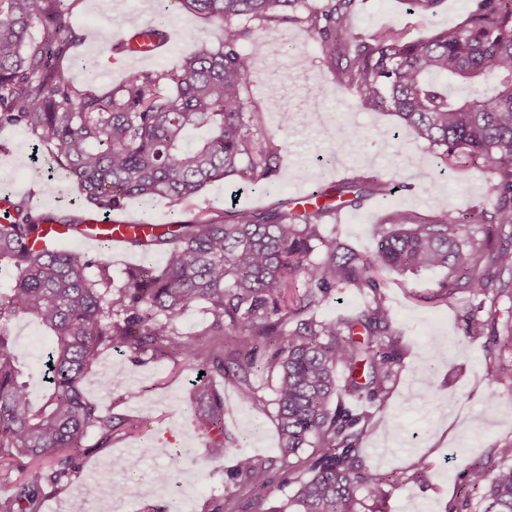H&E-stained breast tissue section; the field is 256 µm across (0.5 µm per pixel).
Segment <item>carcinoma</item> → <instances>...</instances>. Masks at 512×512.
<instances>
[{
  "label": "carcinoma",
  "instance_id": "carcinoma-1",
  "mask_svg": "<svg viewBox=\"0 0 512 512\" xmlns=\"http://www.w3.org/2000/svg\"><path fill=\"white\" fill-rule=\"evenodd\" d=\"M178 0L188 13L222 24L214 47L202 45L171 68L130 73L110 94L76 88L60 65L81 40L64 0H0V126L23 129L56 158L80 194L100 213L130 198L179 205L211 183L231 178L262 188L278 174L279 146L251 124L248 87L264 64L243 53L253 25L275 18L301 22L321 40L323 62L354 88L364 110L383 109L460 167L482 162L496 195L493 211H445L433 221L391 216L379 225L374 258L324 245V225L336 210L381 193L376 177L356 176L317 188L314 201L287 199L261 210L135 230L128 246L163 252L158 269H127L120 281L106 255L37 247L41 225L77 231L78 218L40 216L29 200L13 201L0 223V463L25 458L41 474L16 483L0 512H38V480L69 475L87 436L112 438V414L88 401L81 383L103 350L127 348L171 355L214 373L259 413L276 407L279 466L240 453L230 480L262 503L273 473L292 493L255 512H380L393 476L366 465L358 443L370 414L345 397L380 409L403 358L401 332L383 286L372 274L382 264L400 269H446L440 295L465 289L480 299L465 333L482 336L494 324L496 303L512 273V0H474L466 22L430 37L351 40L344 37L356 0ZM39 26L33 35V26ZM484 226L479 239L470 231ZM336 288L370 296L356 314L320 321L312 312ZM205 305L206 325L179 331L185 310ZM37 322L49 342L40 405L30 399L13 337L16 320ZM276 373L273 399L252 382ZM347 372L337 387L338 369ZM489 380L512 386V370L486 364ZM192 408L205 429L224 431V396L203 383ZM311 449L298 459L299 451ZM468 486L488 502L466 497L448 512H512V462L492 469L482 460L467 470Z\"/></svg>",
  "mask_w": 512,
  "mask_h": 512
}]
</instances>
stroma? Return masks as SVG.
<instances>
[{
  "label": "stroma",
  "mask_w": 512,
  "mask_h": 512,
  "mask_svg": "<svg viewBox=\"0 0 512 512\" xmlns=\"http://www.w3.org/2000/svg\"><path fill=\"white\" fill-rule=\"evenodd\" d=\"M155 0H76L70 22L81 40L63 60L73 84L104 94L118 87L128 67L115 63L109 52L91 49V33L108 27L113 34L136 22L150 21ZM470 0H442L436 12L408 11L404 0H359L349 34L355 38L393 36L405 41L435 30L462 24ZM171 40L153 68L170 66L192 53L198 43L218 44L221 25L174 10ZM262 43L265 68L248 90L254 130L282 144L279 173L268 190H239L229 181L211 183L193 200L174 205L157 198L128 201L124 214L136 220L148 216L157 224L208 217L233 206L265 208L307 186L327 185L353 176H376L387 185L369 196L361 208L347 209L341 223L324 227L326 240L347 244L368 255L377 250V227L396 213L412 221L438 218L449 209H492L495 196L480 166L448 168L434 150L417 138L398 117L386 111H365L356 93L339 84L325 67L317 39L293 22L272 21L256 27L244 53ZM319 84V99L306 94ZM32 142L22 130L0 128V177L16 188L18 198L29 195L58 199L63 216L87 215L90 204L65 178L38 175ZM447 270L396 271L379 268L377 276L402 330L404 356L391 384V404L373 410L361 442V458L368 466L401 475L387 488L386 512H448L467 491L466 471L474 459L498 464L499 450L512 444V387L491 386L487 362L512 368V349L504 347L512 326V294L497 301V322L484 336L465 334V320L477 304L465 290L440 297L438 284ZM13 333L29 366L30 388L41 397V368L47 341L29 319L16 323ZM199 372L173 358L133 356L128 349L103 351L83 382L87 399L110 412L115 424L112 439L100 444L90 436L73 460L70 480L42 482L40 512H97L95 500L82 497L83 483L134 482L132 493L116 498L115 512H180L182 491L192 495V512H211L216 500L233 486L228 476L236 453L259 458L279 455L280 437L275 408L257 413L236 392L224 393L223 455H211L208 440L190 410V394ZM112 378L124 379L118 390L104 388ZM150 455H142V447ZM140 456L138 469L122 478L114 461ZM429 468L421 479L412 473L418 457Z\"/></svg>",
  "instance_id": "obj_1"
}]
</instances>
